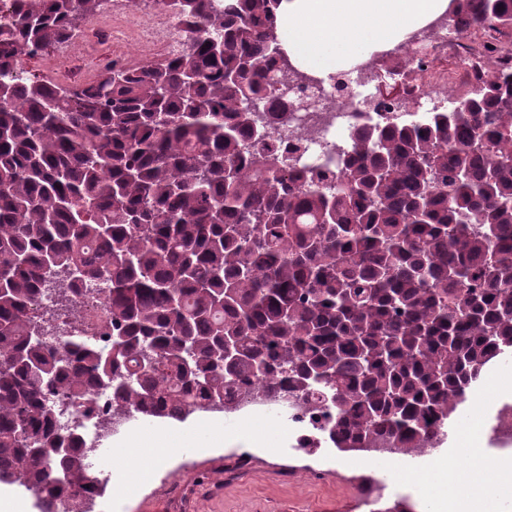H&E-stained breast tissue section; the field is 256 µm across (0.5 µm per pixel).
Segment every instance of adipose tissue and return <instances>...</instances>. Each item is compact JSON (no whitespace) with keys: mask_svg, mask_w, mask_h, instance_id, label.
<instances>
[{"mask_svg":"<svg viewBox=\"0 0 512 512\" xmlns=\"http://www.w3.org/2000/svg\"><path fill=\"white\" fill-rule=\"evenodd\" d=\"M449 0H284L278 28L291 63L325 77L404 42L446 13ZM472 472L444 466L433 512H486Z\"/></svg>","mask_w":512,"mask_h":512,"instance_id":"1","label":"adipose tissue"}]
</instances>
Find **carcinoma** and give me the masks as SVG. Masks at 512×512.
I'll return each mask as SVG.
<instances>
[{
  "label": "carcinoma",
  "mask_w": 512,
  "mask_h": 512,
  "mask_svg": "<svg viewBox=\"0 0 512 512\" xmlns=\"http://www.w3.org/2000/svg\"><path fill=\"white\" fill-rule=\"evenodd\" d=\"M186 47L71 93L16 62L103 0L0 15V483L84 512L86 433L48 396L183 421L233 388L336 419L343 451L440 443L483 367L512 349V49L448 110L357 125L298 166L267 142L290 82L281 0H155ZM456 28L512 31V0H451ZM262 105L264 128L250 104ZM105 285L110 344L39 338Z\"/></svg>",
  "instance_id": "cac0c4a2"
}]
</instances>
